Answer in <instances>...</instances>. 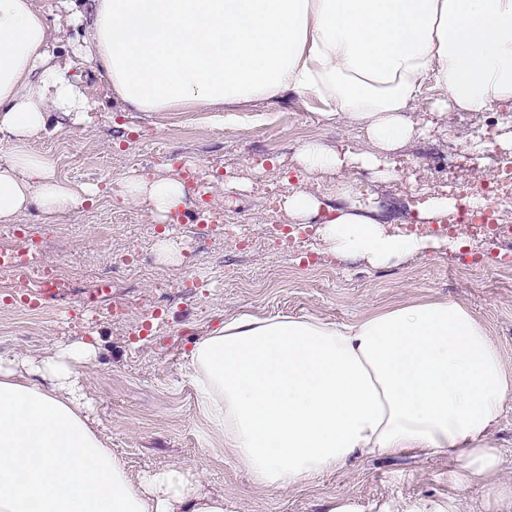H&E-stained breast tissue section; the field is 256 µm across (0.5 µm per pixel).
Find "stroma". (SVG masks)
Instances as JSON below:
<instances>
[{"label":"stroma","instance_id":"35a3bbf8","mask_svg":"<svg viewBox=\"0 0 512 512\" xmlns=\"http://www.w3.org/2000/svg\"><path fill=\"white\" fill-rule=\"evenodd\" d=\"M85 28L63 25L58 60L100 103L84 122L59 117L49 134L30 141L51 156L57 177L95 187L94 202L44 215L30 209L16 224H0V245H35L40 258L69 273L60 296L41 308L20 306L11 276L0 270V355L32 357L57 345L99 337L96 360L82 386L99 431L133 478L178 466L202 492L224 498V512H325L328 501L352 512H395L418 499L455 500L457 512H499L480 488L463 489L449 475L445 454L414 451L356 456L340 470L286 489L254 483L224 439L211 431L197 403L189 354L225 317L316 316L350 324L362 316L425 300L466 305L486 327L512 369V262L472 264L471 228L460 227L459 248L429 252L397 265L373 267L330 253L319 238L318 217L306 229L288 218L283 198L294 191L335 205V175L302 170L296 154L317 139L359 151L361 134L323 118L318 103L294 96L250 106L240 129L220 112H125L112 102L84 55ZM442 96L423 88L412 121L427 137L394 159L397 176L350 173L356 190L395 227L414 230L417 204L435 195L456 197L460 183L488 184L512 152L496 143L512 124V108L493 112L439 111ZM186 209L222 211L228 232L207 236L195 224L171 227L142 206L125 204L124 178L136 174L184 177ZM180 249L179 264L162 263L160 240ZM110 288L98 315L85 301L97 285Z\"/></svg>","mask_w":512,"mask_h":512}]
</instances>
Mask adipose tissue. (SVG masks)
Listing matches in <instances>:
<instances>
[{"label":"adipose tissue","instance_id":"adipose-tissue-1","mask_svg":"<svg viewBox=\"0 0 512 512\" xmlns=\"http://www.w3.org/2000/svg\"><path fill=\"white\" fill-rule=\"evenodd\" d=\"M89 59L129 112L176 107L220 112L297 95L325 118L364 131L368 150L340 152L311 140L307 172L339 173L338 204L319 234L336 255L374 265L439 249L432 237L393 232L344 171L394 176L392 158L425 129L407 118L426 83L447 111L512 107V0H93ZM58 28L38 0H0V133L15 142L0 165V223L30 208L52 214L94 194L54 174L29 142L58 112L92 105L58 62ZM131 204L158 221L184 204L170 176L126 178ZM93 343L50 355L0 357V512H224L180 467L133 481L92 426L78 388ZM198 405L254 480L286 488L342 468L354 455L414 449L458 462L453 482L482 488L512 512V484L497 478L489 438L512 372L484 326L456 301H422L349 325L314 317L243 314L203 337L190 354Z\"/></svg>","mask_w":512,"mask_h":512}]
</instances>
